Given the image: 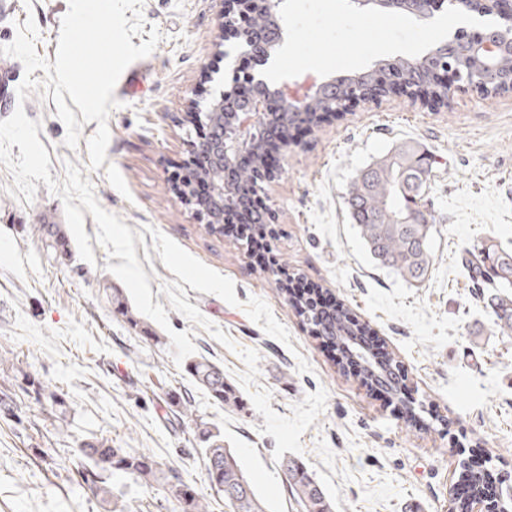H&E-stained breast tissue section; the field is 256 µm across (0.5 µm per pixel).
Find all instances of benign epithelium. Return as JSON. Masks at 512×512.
Listing matches in <instances>:
<instances>
[{
	"label": "benign epithelium",
	"mask_w": 512,
	"mask_h": 512,
	"mask_svg": "<svg viewBox=\"0 0 512 512\" xmlns=\"http://www.w3.org/2000/svg\"><path fill=\"white\" fill-rule=\"evenodd\" d=\"M361 8L375 7L381 10H399L401 0H352ZM281 0H220V11L224 20V49L220 53L224 58L238 60L241 57L251 59V67L242 72L239 65L232 64L230 74L224 78L222 88L216 91L206 105L190 102L198 124L213 126L215 116H220L221 132L211 138L205 148L209 151L213 167L207 173L212 200H224L228 180L226 171L237 160L252 153L258 131L273 116L268 110V101L276 99L281 107L297 113L300 119L306 118L308 103L321 96L326 86L335 82V78L309 77L301 84L283 83L272 86L262 75L272 62L273 56L283 40L282 19L279 14ZM263 11L270 22L277 25L275 37L268 41L258 40L257 33L247 25L248 16L255 10ZM512 52V38L501 31H486L476 36L463 30L456 31L450 40L435 46L428 56L447 55L449 53H473L485 60V71L480 80L470 83L479 92H484L483 82L495 79V63L503 51ZM251 83L254 93L245 103L240 102L237 86L240 78Z\"/></svg>",
	"instance_id": "obj_1"
}]
</instances>
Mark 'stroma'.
Wrapping results in <instances>:
<instances>
[{"instance_id": "35a3bbf8", "label": "stroma", "mask_w": 512, "mask_h": 512, "mask_svg": "<svg viewBox=\"0 0 512 512\" xmlns=\"http://www.w3.org/2000/svg\"><path fill=\"white\" fill-rule=\"evenodd\" d=\"M67 10L68 0H0V46L31 17L37 53L55 61ZM218 10L219 0H142L146 26L162 38L120 76L107 158L96 170L87 150L96 122L83 125L77 148L65 146L53 99L39 88L19 100L28 74L0 55V120L21 108L40 121L52 179L64 181L75 165L101 207L143 233L135 250L152 261L153 303L171 331L189 332L195 357L223 368L239 398L215 402L187 363L175 362L169 331L154 320L135 328L111 312L106 290L123 283L107 270L104 248L94 247L91 263L73 242L67 255L47 259L41 227L65 224L63 203L42 183L25 200L0 164V512H105L77 472L75 450L92 436L147 453L209 494L194 425L173 421L186 397L237 453L266 512H301L279 467L286 456L307 466L334 512H403L410 498L425 512H448L460 445L492 449V464L512 475V335L500 334L460 264L461 252L485 238L512 248V92L485 98L457 88L441 108L394 95L355 106L302 138L265 185L284 264L369 323L416 400L448 420L411 428L338 373L274 276L209 234L171 187V167L189 150L187 102L208 99L212 75L226 65ZM403 141L433 163L436 232L431 269L418 283L374 265L343 206L359 171ZM47 448L67 469L45 463ZM114 492L130 512L179 508L166 490L132 480Z\"/></svg>"}]
</instances>
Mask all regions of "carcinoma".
Masks as SVG:
<instances>
[{"label": "carcinoma", "instance_id": "obj_1", "mask_svg": "<svg viewBox=\"0 0 512 512\" xmlns=\"http://www.w3.org/2000/svg\"><path fill=\"white\" fill-rule=\"evenodd\" d=\"M416 63L418 59L415 57L393 59L388 67L364 72L363 81L358 85L338 79L327 90L326 96L314 100L309 110H344L361 90L385 82L391 74L402 80L411 79V85L421 95L446 106L448 87L440 80L443 69L450 67L466 76L476 75L482 68L481 57L464 54L431 59L420 67ZM298 124L299 117L290 112L281 113L278 119V127L284 137H294ZM262 153L263 148L257 147L252 165L240 172L241 180H256V173L265 168ZM430 177V160L412 145L400 143L362 169L343 197L344 208L375 265L407 282L423 281L431 265V243L436 225L425 208ZM44 231L47 253L53 257L59 253L66 254V237L60 226L49 225ZM461 266L471 281L491 289L488 305L495 317V325L501 333L511 335L512 279L503 277L502 273H512V249L485 241L463 252ZM280 292L318 342L324 339L334 343L344 341L348 336L358 337L368 327L346 307L326 317L312 306L292 299L288 296V289L282 287ZM109 304L129 323L138 324L118 289L110 290ZM188 370L215 400L225 404L234 402V395L224 381V370L220 366L202 359L191 362ZM357 379L371 388L383 382L390 394L400 397L394 378L385 371L378 376L364 371ZM197 429L200 441L205 444L202 454L213 494L224 497V503L231 512H265L253 482L236 455L224 447V439L203 423ZM78 453L89 465L83 473L84 483L92 486L104 503L113 498L108 480L115 474L130 477L147 487L174 482L181 487L176 498L183 512H209L206 497L197 494L176 474L163 471L157 461L144 453L114 448L112 441L103 437L85 441L78 448ZM280 469L288 473V493L300 504L303 512H333V505L322 485L309 474L303 462L285 457ZM461 474L473 488H484L492 482L490 470L473 471L464 465Z\"/></svg>", "mask_w": 512, "mask_h": 512}]
</instances>
